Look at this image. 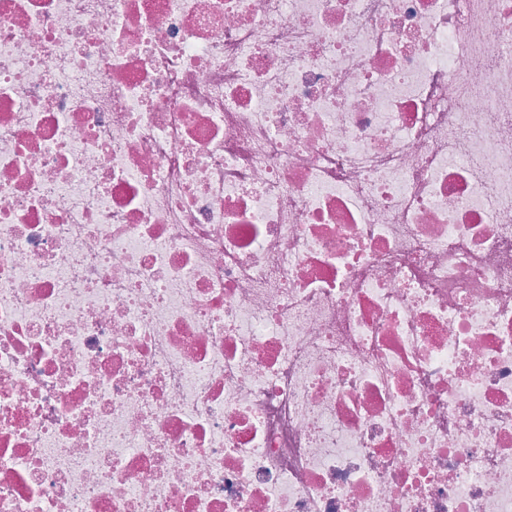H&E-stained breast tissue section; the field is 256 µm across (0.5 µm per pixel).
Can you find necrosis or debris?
I'll return each mask as SVG.
<instances>
[{"label": "necrosis or debris", "mask_w": 512, "mask_h": 512, "mask_svg": "<svg viewBox=\"0 0 512 512\" xmlns=\"http://www.w3.org/2000/svg\"><path fill=\"white\" fill-rule=\"evenodd\" d=\"M0 512H512V0H0Z\"/></svg>", "instance_id": "4bbe7bcc"}]
</instances>
